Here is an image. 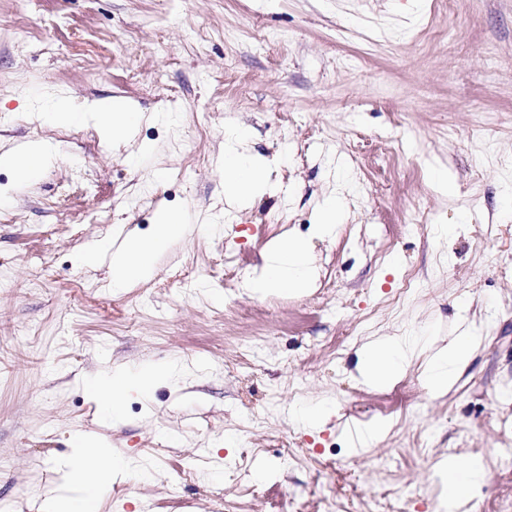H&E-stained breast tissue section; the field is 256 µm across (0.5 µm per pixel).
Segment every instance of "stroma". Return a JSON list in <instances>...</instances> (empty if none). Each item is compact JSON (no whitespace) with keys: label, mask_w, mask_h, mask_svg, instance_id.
Segmentation results:
<instances>
[{"label":"stroma","mask_w":512,"mask_h":512,"mask_svg":"<svg viewBox=\"0 0 512 512\" xmlns=\"http://www.w3.org/2000/svg\"><path fill=\"white\" fill-rule=\"evenodd\" d=\"M112 96L144 114L117 145L44 117ZM234 125L276 186L242 206L224 201ZM32 141L52 156L33 179L0 167V512H42L77 434L128 465L99 512H435V465L463 450L487 476L461 512L512 499V0H0V152ZM162 208L191 230L150 278L116 292L107 264L78 265ZM285 234L316 285L256 297ZM456 329L479 344L447 394L417 357L359 380L362 344ZM172 364L116 422L84 388ZM323 403L322 427L292 416Z\"/></svg>","instance_id":"1"}]
</instances>
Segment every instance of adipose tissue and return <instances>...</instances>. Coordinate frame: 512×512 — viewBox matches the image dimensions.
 <instances>
[{"label": "adipose tissue", "mask_w": 512, "mask_h": 512, "mask_svg": "<svg viewBox=\"0 0 512 512\" xmlns=\"http://www.w3.org/2000/svg\"><path fill=\"white\" fill-rule=\"evenodd\" d=\"M94 119L105 140L111 141L130 135L139 124L142 114L122 98L96 101L87 114L70 111L63 102L53 103L48 118L69 123L81 117ZM249 138L247 130L230 127L224 132V194L233 203L270 193L266 159L243 150ZM188 230L178 213L161 209L156 214L154 233L151 237L129 236L120 246L111 241H101L96 247L78 257L84 266L97 264L101 258H109L110 285L113 290L128 288L131 284L147 279L151 272V256L169 240L184 235ZM316 278V269L304 242L284 237L272 246L263 267L251 276L249 289L262 297L275 290L300 293L310 288ZM476 346L474 337L456 336L447 346L430 359L425 382L436 394L448 392L456 383L461 371L470 362ZM360 377L370 384H385L400 375L408 362V352L399 341L386 339L361 349L359 353ZM169 370L152 367L133 373L122 366L99 373L86 379L85 387L91 398L98 403L103 414L112 420L122 416V400L130 390L150 394L154 386L167 381ZM73 447L78 448L80 463L65 462L64 483L67 495L46 499L47 512H98V487L111 481L114 471L122 463L111 452L74 437ZM484 464L474 457L452 455L440 462L442 491L437 506L441 512H453L454 507L474 492L483 477Z\"/></svg>", "instance_id": "ef3b65f1"}]
</instances>
